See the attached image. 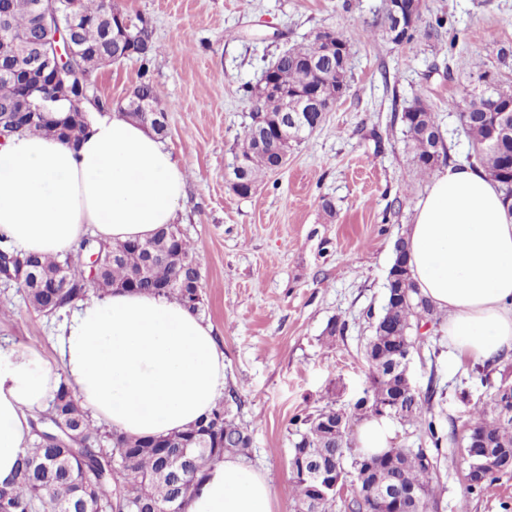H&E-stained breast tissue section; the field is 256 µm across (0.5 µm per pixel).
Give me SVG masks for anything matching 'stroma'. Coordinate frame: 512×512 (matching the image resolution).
<instances>
[{"instance_id": "1", "label": "stroma", "mask_w": 512, "mask_h": 512, "mask_svg": "<svg viewBox=\"0 0 512 512\" xmlns=\"http://www.w3.org/2000/svg\"><path fill=\"white\" fill-rule=\"evenodd\" d=\"M135 24L148 23L158 47L150 75L167 114L165 144L183 166L186 196L176 219L198 257L203 310L224 352V387L248 425L251 467L274 492L273 512H295L290 469L296 415L334 393L351 407L368 385L365 345L370 314L384 303L395 239L424 198L429 178L417 176L404 148L401 113L425 96L438 116L451 160L469 150L449 100H462L478 72L512 83L502 50L512 49V0H422L426 26L444 18L441 36L419 33L396 46L380 35L383 0H117ZM321 30L350 44L349 87L321 126L289 149L281 169L259 176L250 197L227 181L232 149L249 123L246 93L284 49ZM127 60L93 75L89 101L111 106L140 82ZM332 211H325L323 200ZM0 347L36 346L60 368L57 337L72 317L46 316L17 286H1ZM342 335L328 339L332 321ZM417 393L436 388L432 412L448 439L439 512H512V478L468 493L462 436L475 404L512 384V354L481 375L454 359L446 341L427 334L410 355Z\"/></svg>"}]
</instances>
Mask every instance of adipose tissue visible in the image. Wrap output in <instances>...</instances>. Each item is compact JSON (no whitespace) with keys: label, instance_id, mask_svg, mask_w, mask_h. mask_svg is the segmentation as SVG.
<instances>
[{"label":"adipose tissue","instance_id":"ef3b65f1","mask_svg":"<svg viewBox=\"0 0 512 512\" xmlns=\"http://www.w3.org/2000/svg\"><path fill=\"white\" fill-rule=\"evenodd\" d=\"M79 141L13 136L0 144V232L21 252L65 257L86 234L115 243L174 223L179 161L147 127L91 110ZM421 292L445 317L456 356L512 351V204L482 170L437 171L405 233ZM61 372L32 347L0 348V487L8 486L30 419L67 384L96 423L130 436L179 431L224 390L211 326L181 303L113 290L80 302L60 337ZM268 480L236 456L204 471L185 512H272Z\"/></svg>","mask_w":512,"mask_h":512}]
</instances>
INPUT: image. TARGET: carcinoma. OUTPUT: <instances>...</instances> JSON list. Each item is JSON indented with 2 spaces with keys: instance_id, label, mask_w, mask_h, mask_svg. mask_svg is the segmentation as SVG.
<instances>
[{
  "instance_id": "1",
  "label": "carcinoma",
  "mask_w": 512,
  "mask_h": 512,
  "mask_svg": "<svg viewBox=\"0 0 512 512\" xmlns=\"http://www.w3.org/2000/svg\"><path fill=\"white\" fill-rule=\"evenodd\" d=\"M80 15V44L88 72L85 82L98 69L99 56L115 54L122 49L120 40H112L110 19L119 11L115 0H76ZM33 0H0V10H9L11 38L0 39V59L9 62L11 74L0 72V115L5 110L24 106L14 75L34 73L30 58L34 39L38 36ZM132 37L143 44L140 53L131 58L140 62L141 82L125 104L117 105L124 117L144 122L142 101L153 95L147 74L157 51L152 31L146 23L131 28ZM419 30L409 35L396 31L389 5H384L383 36L395 45L412 42ZM333 33L317 32L306 44L288 49L278 56V79L288 95L261 96L251 91V122L237 137L231 175L244 183L247 190L257 183L258 174L283 166L276 146L259 136V129H269L281 121L284 110L302 104V96L313 94L323 103H334L348 87L349 76L336 77L337 58L329 57L327 44ZM512 114V85L505 86L477 75L476 83L466 93L464 109L458 113L460 126L470 141L471 153L466 161H476L484 172L499 184L505 200H512V119L499 124V137L488 140L490 130L502 113ZM324 116L314 112L304 128L294 133L298 144L321 126ZM89 116L74 112L70 120L58 125L47 121L34 123L22 133L54 135L69 141L78 140L85 132ZM401 122L405 147L412 155L416 173L424 177L448 160V151L436 113L424 98L417 95L405 107ZM0 251L15 254L30 263L36 278L21 280L29 305L37 312H58L94 292L124 288L137 280L135 289L149 291L173 299L195 313L202 308L200 273L195 247L177 224H166L153 237L144 241L107 244L101 252L103 272L97 283L86 280L79 254L59 260L26 255L5 243L0 235ZM116 254L106 261L108 253ZM393 273L388 275L387 301L373 322V335L365 347L369 387L364 396L349 408L336 407L332 395L313 413L294 417L297 439L291 450L290 466L297 491V512H335L338 490L348 489L350 512H391L389 501L373 494L380 479L395 485H409L419 493L416 505L408 512H420L435 498L440 472L425 462L422 448H396L376 454H365L351 439L355 424L369 416L394 417L414 428L421 438L436 447L443 440L441 428L430 404L433 394L416 396L407 409L391 408L392 399L400 392L394 370L396 359L405 350H413L420 326H437V308L420 292L407 263V243L400 236L394 243ZM71 268L73 285L65 294L53 288L40 287L44 277L61 280L62 268ZM48 417L67 428L80 439L54 446L45 436L36 434L33 444L20 458L14 482L0 488V512H33L40 506L45 512H91L103 505L109 512H185L188 496L199 475L224 460L227 454L248 456L252 434L232 415L230 407L219 399L214 407L189 428L151 437L126 436L112 431L101 433L82 409L66 383H60L47 408ZM484 436L494 448L512 451V413L500 416L497 410L477 406L468 434ZM464 459L468 463L465 480L471 493L480 492L497 481L504 472L494 471L498 462L493 457H476L469 442H464ZM42 460L47 467L35 470L28 462Z\"/></svg>"
}]
</instances>
